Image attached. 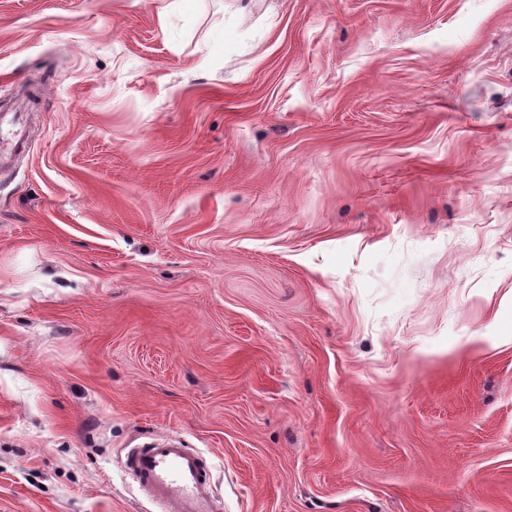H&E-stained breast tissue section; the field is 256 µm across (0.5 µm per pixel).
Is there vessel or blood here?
<instances>
[{
  "mask_svg": "<svg viewBox=\"0 0 512 512\" xmlns=\"http://www.w3.org/2000/svg\"><path fill=\"white\" fill-rule=\"evenodd\" d=\"M123 465L161 512H217L210 470L194 449L155 442L130 449Z\"/></svg>",
  "mask_w": 512,
  "mask_h": 512,
  "instance_id": "vessel-or-blood-1",
  "label": "vessel or blood"
}]
</instances>
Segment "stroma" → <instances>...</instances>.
I'll return each mask as SVG.
<instances>
[{
    "mask_svg": "<svg viewBox=\"0 0 512 512\" xmlns=\"http://www.w3.org/2000/svg\"><path fill=\"white\" fill-rule=\"evenodd\" d=\"M0 0V512H512V0ZM124 468L162 512H216L211 473L202 456L181 443L131 448Z\"/></svg>",
    "mask_w": 512,
    "mask_h": 512,
    "instance_id": "35a3bbf8",
    "label": "stroma"
}]
</instances>
